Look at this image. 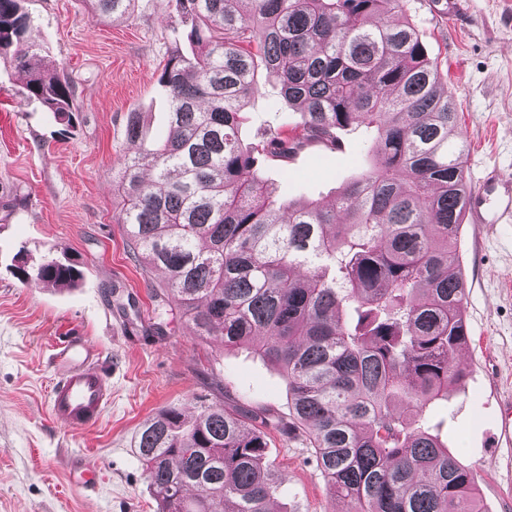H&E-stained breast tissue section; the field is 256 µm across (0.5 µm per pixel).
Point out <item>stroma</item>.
I'll list each match as a JSON object with an SVG mask.
<instances>
[{
  "label": "stroma",
  "instance_id": "obj_1",
  "mask_svg": "<svg viewBox=\"0 0 512 512\" xmlns=\"http://www.w3.org/2000/svg\"><path fill=\"white\" fill-rule=\"evenodd\" d=\"M28 38L71 80L79 113L57 123L23 100L24 77L0 64V512H157L135 440L164 408L192 416L200 403L243 405L283 416L288 384L254 349H224L198 338L179 308L155 314L152 290L165 275L129 254L117 215L115 182L136 148L125 136L129 113L150 134L166 125L168 101L158 76L182 41L170 27L177 0H135L127 18L99 21L92 0H26ZM429 56L448 81L467 144L466 177L486 164L512 176V0H467L464 12L410 0ZM247 108L246 136L299 122L276 110L279 87L259 74ZM345 152L312 145L263 169L283 197L327 201L366 163L362 131L345 132ZM470 340L459 358L470 374L450 408L438 409L441 438L476 474L483 512H512V447L498 432L499 394L512 393V223L494 231L462 228ZM76 262L77 286L23 281L19 265ZM74 334L102 348L111 400L90 428L70 431L48 414L55 342ZM268 455L280 482L277 512H332L313 449L300 437L271 433ZM96 469L100 484H70L71 470Z\"/></svg>",
  "mask_w": 512,
  "mask_h": 512
}]
</instances>
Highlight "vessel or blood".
<instances>
[{"label":"vessel or blood","mask_w":512,"mask_h":512,"mask_svg":"<svg viewBox=\"0 0 512 512\" xmlns=\"http://www.w3.org/2000/svg\"><path fill=\"white\" fill-rule=\"evenodd\" d=\"M461 205L470 223L511 224L512 177L487 168ZM52 361L56 378L47 398L52 419L68 429L95 425L110 401L97 346L87 337L67 336L57 343Z\"/></svg>","instance_id":"1"}]
</instances>
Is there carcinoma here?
<instances>
[{
	"label": "carcinoma",
	"mask_w": 512,
	"mask_h": 512,
	"mask_svg": "<svg viewBox=\"0 0 512 512\" xmlns=\"http://www.w3.org/2000/svg\"><path fill=\"white\" fill-rule=\"evenodd\" d=\"M124 17L133 0H94ZM408 0H179L176 50L159 85L164 134L140 144L116 181L131 259L163 269L156 307L198 335L254 344L288 384V415L201 404L161 410L136 448L158 512H270L278 489L272 427L315 450L333 512H482L477 474L448 451L427 409L446 404L469 368L466 282L456 252L470 189L459 113L409 18ZM25 0H0V62L27 72L24 96L72 125L70 80L34 67ZM302 111L242 139L258 63ZM362 126L372 162L331 205L284 203L260 176L271 161ZM36 283L76 284L50 259Z\"/></svg>",
	"instance_id": "cac0c4a2"
}]
</instances>
